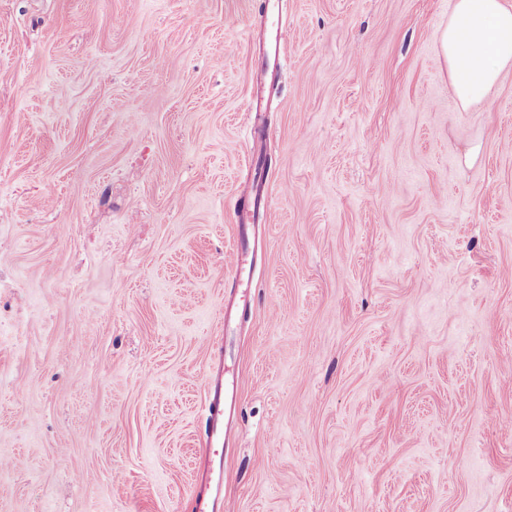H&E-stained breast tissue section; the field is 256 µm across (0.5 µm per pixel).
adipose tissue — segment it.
<instances>
[{
    "mask_svg": "<svg viewBox=\"0 0 512 512\" xmlns=\"http://www.w3.org/2000/svg\"><path fill=\"white\" fill-rule=\"evenodd\" d=\"M441 47L462 109L488 105L512 71V0H454Z\"/></svg>",
    "mask_w": 512,
    "mask_h": 512,
    "instance_id": "1",
    "label": "adipose tissue"
}]
</instances>
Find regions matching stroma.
<instances>
[{"instance_id":"35a3bbf8","label":"stroma","mask_w":512,"mask_h":512,"mask_svg":"<svg viewBox=\"0 0 512 512\" xmlns=\"http://www.w3.org/2000/svg\"><path fill=\"white\" fill-rule=\"evenodd\" d=\"M450 9L0 0V512H512V72L459 108Z\"/></svg>"}]
</instances>
